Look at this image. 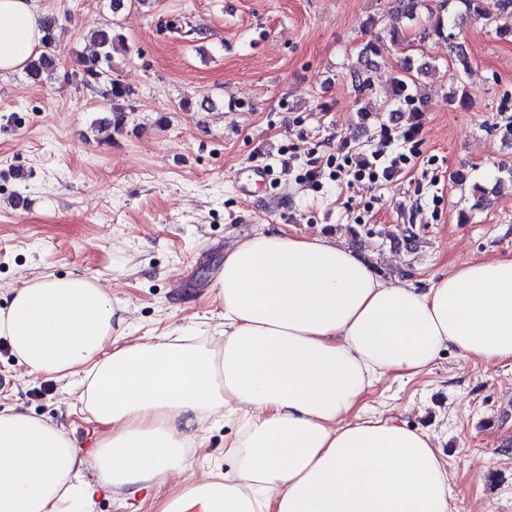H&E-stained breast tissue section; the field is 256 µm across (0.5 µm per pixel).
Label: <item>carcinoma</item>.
Here are the masks:
<instances>
[{
	"instance_id": "1",
	"label": "carcinoma",
	"mask_w": 512,
	"mask_h": 512,
	"mask_svg": "<svg viewBox=\"0 0 512 512\" xmlns=\"http://www.w3.org/2000/svg\"><path fill=\"white\" fill-rule=\"evenodd\" d=\"M437 2L439 12L445 14V17L438 20L432 29V35L448 41L451 54L455 55L456 61L463 67V70L456 75V81L461 83L464 75L469 71V61L462 43L455 41V30L459 29L460 24L466 19H483L495 27L499 38L512 39V0H495L493 3L489 0H437ZM396 3L398 15L413 21L423 0H396ZM367 25L381 28L394 42L399 37L398 28L390 23V18L386 15L370 18ZM57 30V18L47 17L43 20L44 51L32 56L28 61L26 72L30 78L38 80L43 76L53 75L57 70L56 60L51 52ZM91 39L98 51L89 57L78 59L85 85L90 88L105 87L104 98L110 102L128 99L132 95L131 90L109 77L112 48L114 44L123 40V35L110 26L93 32ZM401 70L402 76L396 80L395 96L398 97L399 105L406 106V111L417 113L419 107L409 93V82L413 80V61L409 58L404 59ZM110 113L111 117L101 121L98 126V131L108 137L112 136L113 132L122 130L126 124L125 107L115 105L110 109Z\"/></svg>"
}]
</instances>
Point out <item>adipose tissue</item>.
<instances>
[{
  "mask_svg": "<svg viewBox=\"0 0 512 512\" xmlns=\"http://www.w3.org/2000/svg\"><path fill=\"white\" fill-rule=\"evenodd\" d=\"M41 39L31 0H0V73L22 70ZM211 294L224 330L199 344L179 328L130 340L125 307L85 275L14 288L0 337L29 371L78 377L97 439L83 448L0 410V512H93L97 497L150 490L187 474L205 425L229 420L223 467L157 512H452L433 437L362 403L381 376H415L445 351L512 363V259L416 288L382 280L339 237L259 231L225 248Z\"/></svg>",
  "mask_w": 512,
  "mask_h": 512,
  "instance_id": "ef3b65f1",
  "label": "adipose tissue"
}]
</instances>
